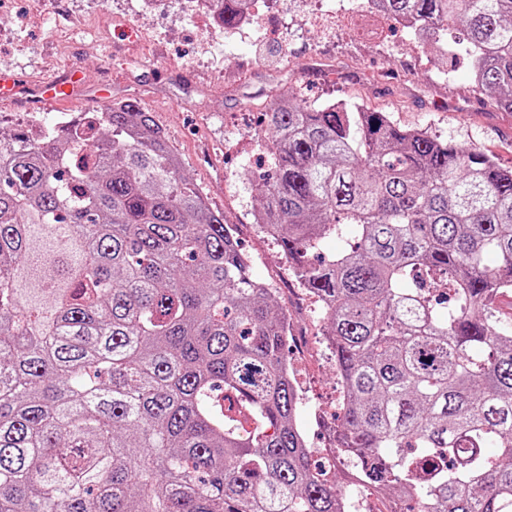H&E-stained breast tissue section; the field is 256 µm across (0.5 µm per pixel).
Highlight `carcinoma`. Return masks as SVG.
Masks as SVG:
<instances>
[{
  "label": "carcinoma",
  "mask_w": 512,
  "mask_h": 512,
  "mask_svg": "<svg viewBox=\"0 0 512 512\" xmlns=\"http://www.w3.org/2000/svg\"><path fill=\"white\" fill-rule=\"evenodd\" d=\"M213 2L232 29L257 0ZM377 7L460 32L512 112V0ZM267 116L256 221L321 302L337 459L404 512H512V167L343 100ZM287 319L136 101L0 134V512H345Z\"/></svg>",
  "instance_id": "obj_1"
}]
</instances>
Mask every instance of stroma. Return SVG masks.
Listing matches in <instances>:
<instances>
[{
  "mask_svg": "<svg viewBox=\"0 0 512 512\" xmlns=\"http://www.w3.org/2000/svg\"><path fill=\"white\" fill-rule=\"evenodd\" d=\"M136 7V0H18L16 13L0 12V29L9 35L0 44V75L31 95L0 98V132L24 125L33 112L96 111L103 92L150 112L183 173L223 212L252 256L253 274L266 278L273 300L295 322L288 345L301 370L296 422L308 447H329L338 377L321 314L307 307L277 242L255 222L258 113L284 99L346 100L484 151L506 167L512 113L473 91L465 51L448 58L386 17L350 11L318 20L316 0H259L245 38L215 28L201 38L190 34L197 24L190 0L125 30ZM50 79L69 84L70 94L48 106L39 88Z\"/></svg>",
  "mask_w": 512,
  "mask_h": 512,
  "instance_id": "stroma-1",
  "label": "stroma"
}]
</instances>
